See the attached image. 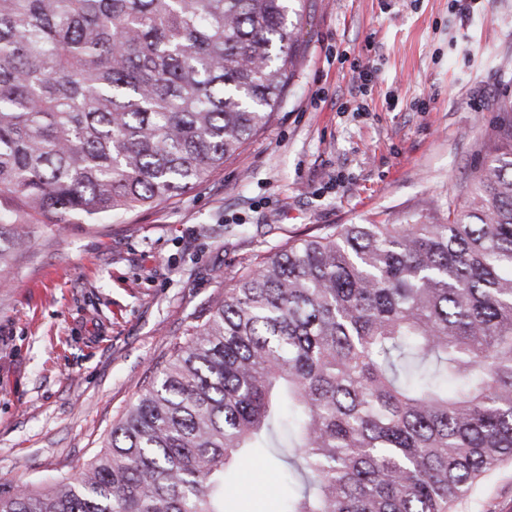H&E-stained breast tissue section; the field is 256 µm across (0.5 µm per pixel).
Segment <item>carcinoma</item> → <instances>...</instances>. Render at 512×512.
<instances>
[{
    "mask_svg": "<svg viewBox=\"0 0 512 512\" xmlns=\"http://www.w3.org/2000/svg\"><path fill=\"white\" fill-rule=\"evenodd\" d=\"M290 2L0 0V273L22 215L95 224L224 166L292 77ZM467 194L239 275L91 462L0 512H228L277 429L281 512H451L512 459V127Z\"/></svg>",
    "mask_w": 512,
    "mask_h": 512,
    "instance_id": "1",
    "label": "carcinoma"
}]
</instances>
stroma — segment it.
I'll return each mask as SVG.
<instances>
[{
	"label": "stroma",
	"instance_id": "obj_1",
	"mask_svg": "<svg viewBox=\"0 0 512 512\" xmlns=\"http://www.w3.org/2000/svg\"><path fill=\"white\" fill-rule=\"evenodd\" d=\"M270 123L189 191L120 221H30L0 276V492L75 474L234 278L339 224L464 205L512 124V0H298ZM373 61L365 98L336 53ZM278 449L233 512H280ZM452 512H512V461Z\"/></svg>",
	"mask_w": 512,
	"mask_h": 512
}]
</instances>
